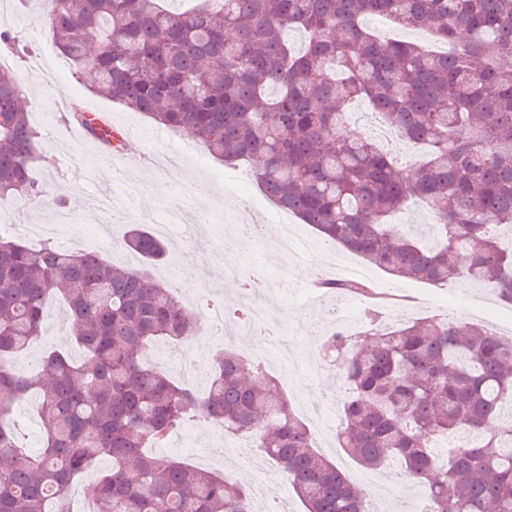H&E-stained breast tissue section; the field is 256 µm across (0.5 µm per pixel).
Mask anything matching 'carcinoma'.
<instances>
[{"label": "carcinoma", "mask_w": 512, "mask_h": 512, "mask_svg": "<svg viewBox=\"0 0 512 512\" xmlns=\"http://www.w3.org/2000/svg\"><path fill=\"white\" fill-rule=\"evenodd\" d=\"M17 2L66 62L94 73V93L191 132L222 162L260 161L265 194L324 243L394 276L466 280L512 304V0H187L178 12L162 0ZM375 15L458 49L381 39L363 23ZM24 54L0 28V57ZM359 101L418 150L409 176L350 129ZM28 107L0 66V196L44 194ZM68 117L124 152L120 132L75 106ZM414 201L433 221L430 243L392 223ZM125 245L140 267L0 233V403L37 393L44 430L41 451L26 453L0 410V512H66L70 485L103 455L112 469L91 488L92 512H253L246 486L144 451L194 417L254 437L304 512H369L365 489L315 449L261 365L226 347L197 396L143 362L149 342H183L198 321L151 273L166 243L131 224ZM52 298L67 306L80 357L51 350L19 374L9 359L41 335ZM320 348L344 387L336 441L355 462L397 458L431 512H512V338L448 320L386 325L369 306ZM470 431L475 445L434 453L435 438Z\"/></svg>", "instance_id": "1"}]
</instances>
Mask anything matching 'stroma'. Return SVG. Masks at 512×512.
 Instances as JSON below:
<instances>
[{
    "label": "stroma",
    "instance_id": "35a3bbf8",
    "mask_svg": "<svg viewBox=\"0 0 512 512\" xmlns=\"http://www.w3.org/2000/svg\"><path fill=\"white\" fill-rule=\"evenodd\" d=\"M0 26L18 32L32 49L30 57L13 64L17 80L28 96L40 97V108L31 112L30 120L41 137L38 142L43 158L42 169L48 193L43 198L29 200L19 196L0 197V225L10 228L15 236H23L29 224L48 228L61 222L62 208L59 199H66L71 206L90 210L101 188L114 194L117 211H124L127 204L121 188L122 168L101 171L99 152L85 153L81 143L73 139L74 125L66 123L64 115L69 106L90 108L98 114L109 116L116 125L135 128L139 136L135 153L126 155L124 166L133 165L143 172L144 180H151L158 171L156 162L171 147H178L185 156L182 169L184 179L173 181L161 200L138 194L133 206L137 216L148 224L150 231H157L158 221L166 209L175 206L193 207L200 190L213 195L208 211L209 223L193 225L192 229L178 228L166 235L169 256L151 269L155 278L168 280L176 276L179 283L177 296L199 319H206L211 306H223L224 298L233 294V283L238 270L258 273L265 279L266 307L276 309L275 326L293 340L303 355L304 372L316 390L317 398L333 403L339 399L341 388L333 371L322 354L311 352V343L319 342L322 335L336 325H357L364 313L367 299L355 293L326 294L317 288L318 276L298 255H277L268 248L279 237L281 226L276 221H263V235L239 258L237 270L226 269L223 260L212 259L213 269L202 283H195V273L181 266L176 257L189 250L186 233L204 236L220 231L222 236L236 234L243 226L245 216H257L259 211L272 209L273 204L259 189L253 178L242 177V164L230 165L212 157L194 138L182 136L178 143H171L161 132L160 125L144 114L109 102L93 93L85 76L76 74L63 58L46 55L44 45L51 35L40 25L27 19L15 4L6 0L0 7ZM51 78L64 87V94L47 96L43 93L40 78ZM338 277L359 281L405 296L414 297L408 308L387 307L390 322L430 317H455L484 326H497L503 336L512 335V305L505 303L486 290L463 281L439 287L428 283L394 277L369 265L356 256L344 255L337 272ZM70 337L69 313L63 304L51 306V316L42 336L27 350L16 353L12 363L17 371H28L35 356L52 349H73ZM220 344L214 342L206 328L187 342L171 344L163 340L149 344L145 360L164 370L174 381L196 393H205L209 385L214 358ZM235 447L240 453H255L254 444L234 436L224 435L211 422L196 419L175 430L166 439L164 455L184 460L192 466H201L202 455ZM335 461L346 471L352 481L365 484L373 479L388 485L402 487L403 496L398 503H384L385 512L399 508L400 512H417L423 499L421 490L411 489L401 465L394 460L379 469H366L357 465L348 455L338 452Z\"/></svg>",
    "mask_w": 512,
    "mask_h": 512
}]
</instances>
